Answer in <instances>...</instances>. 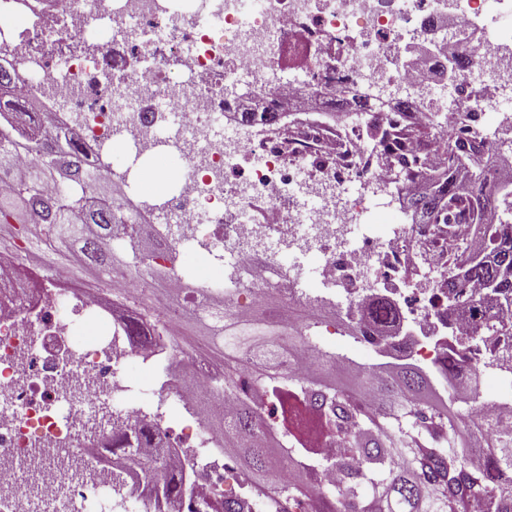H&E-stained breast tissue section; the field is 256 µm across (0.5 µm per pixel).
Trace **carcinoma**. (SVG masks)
Segmentation results:
<instances>
[{
	"label": "carcinoma",
	"instance_id": "cac0c4a2",
	"mask_svg": "<svg viewBox=\"0 0 512 512\" xmlns=\"http://www.w3.org/2000/svg\"><path fill=\"white\" fill-rule=\"evenodd\" d=\"M0 111V224H41L47 248L57 242L75 245L73 255L85 264L110 271L123 264L130 277L143 284L156 271L152 252L132 251L130 260L112 250V237L131 243L151 224H122L117 220L128 199L112 186V174L93 173L75 148L74 138L62 134L50 143L19 132L26 110L5 102ZM432 141L448 170H467L462 182L446 178L408 199L417 223L431 224L430 246H445L448 295H463L467 303L448 311V319L471 328L448 343V363L424 368L405 362L365 365L354 388L324 378L293 374L288 353L309 339L317 324L282 326L260 315L232 320L233 302L210 300L214 312L195 315L211 347L224 357V376L214 391L232 400L224 413V447L234 448L253 482L275 490L280 512H512V400L502 401L483 415L477 387L468 374L470 355L481 351L491 368L512 364V320L504 308L512 305V194L488 177L487 159L497 145L485 128L467 140L436 130V124L385 126L380 142L393 152L372 147L376 162L397 167L409 184L422 182L417 160L407 156V144ZM30 154L33 169L18 167L14 157ZM54 181L63 191L55 196L41 189ZM481 224L483 232L469 241L462 226ZM480 260L458 280L466 255ZM139 319L120 329L138 336L148 326L165 337L164 349L176 351L168 321L157 313L150 296L133 302ZM357 318L345 322L348 335L376 347L387 356L405 349L413 336L396 333L399 311L390 299L365 298L356 306ZM315 364L324 372L345 353L319 349ZM448 386L445 400L432 401V380ZM321 435L335 449L329 459L313 457L306 442ZM279 450L272 461L269 448ZM128 464L144 473L145 491L154 512H179L189 475H169L167 451L126 448ZM336 473V485L316 492L320 469ZM367 481L372 492L361 491Z\"/></svg>",
	"mask_w": 512,
	"mask_h": 512
}]
</instances>
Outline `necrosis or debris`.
Instances as JSON below:
<instances>
[{
  "instance_id": "obj_1",
  "label": "necrosis or debris",
  "mask_w": 512,
  "mask_h": 512,
  "mask_svg": "<svg viewBox=\"0 0 512 512\" xmlns=\"http://www.w3.org/2000/svg\"><path fill=\"white\" fill-rule=\"evenodd\" d=\"M0 61L22 71L15 94L40 100L60 127L77 126L94 170L116 151L178 160V191L163 209L133 203L124 223L155 225L171 244L198 245L209 263L231 267L205 286L251 308L283 299L286 319L316 317L321 305L299 285V260L318 256L324 284L345 300L375 293L401 298L420 354L437 360L448 338V291L436 273L399 288L412 237L355 236L370 213L369 187L392 192L394 167L369 162L377 126L437 119L494 118L512 126V0H0ZM269 88L262 101L312 98L317 109L288 111L263 137L225 132L242 101L225 88ZM401 87L398 104H366L357 123L329 129L344 111L340 84ZM297 133L282 146L276 129ZM287 252L289 265L274 261ZM97 292L73 284L68 268L40 276L0 257V502L12 512H91L120 493L140 502L135 479L114 490L105 479L120 462L112 437L144 421L164 431L171 410L188 409L196 490L181 512L224 497L232 465L210 462L223 431L224 397L213 384L224 365L210 349L168 357L167 393L133 392L131 360H156L159 341L131 345L111 329ZM60 451L62 474L38 477L40 446ZM99 466L80 468L82 453Z\"/></svg>"
}]
</instances>
